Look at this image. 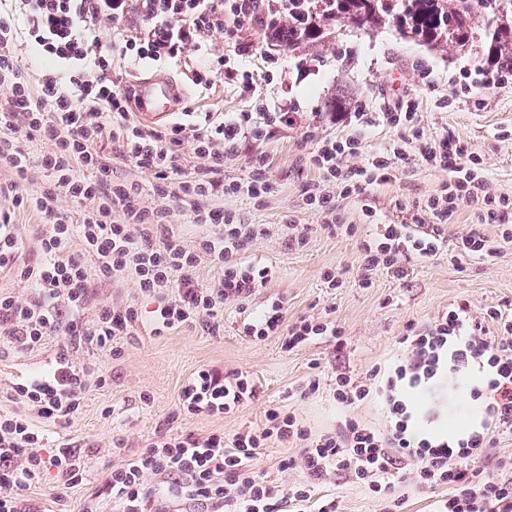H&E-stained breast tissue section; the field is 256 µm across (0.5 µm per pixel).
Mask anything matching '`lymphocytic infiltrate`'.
<instances>
[{
	"label": "lymphocytic infiltrate",
	"instance_id": "f902f5d3",
	"mask_svg": "<svg viewBox=\"0 0 512 512\" xmlns=\"http://www.w3.org/2000/svg\"><path fill=\"white\" fill-rule=\"evenodd\" d=\"M291 0H0V166L12 177L0 182V271L28 283L27 296L0 294V346L19 354L34 352L48 337L61 343L50 371L15 384L21 410L0 413V512H34L22 489L55 472L54 502L65 506L68 489L86 478L85 451L69 438L50 444L40 421L64 425L82 411L93 371L77 365L72 349L89 344L116 354L115 340L128 335L137 310L113 303L98 305L92 324L82 315L90 301L91 276L114 282L133 278L140 292L158 301L155 333L202 323L219 328L228 302H246L269 280V269L243 262L254 240L269 235L263 224L241 223L235 213L214 206L216 198L245 195L261 203L274 193L266 153L254 154L244 173L227 177L226 160L244 142L264 140L287 124V113L258 104L256 111L195 112L159 129L132 120L131 97L112 78V42L106 31H119L124 57L138 64L175 63L192 84L209 89L212 67L236 75L230 55L210 60L212 38L235 40L243 27L265 26L267 15L287 19ZM27 47L48 62L39 90H32L18 68V49ZM415 99L400 100L379 112H334L346 135L305 132L306 160L322 183L303 192V207L336 217L330 188L343 195L365 194L415 162L450 172L448 181L405 208L400 223L379 224L364 242L362 286L374 273L401 279L413 257L435 256L445 241L462 201L478 208L482 224L498 225L512 238V196L495 194L485 176L483 158L457 138L426 139ZM403 130L401 142L383 153L365 148V130L376 124ZM201 165L189 169L187 154ZM148 170L142 188L114 180L113 159ZM41 173L36 192L27 185ZM69 201L81 211L72 221L60 210ZM33 208L44 222L37 234L38 260L19 261L14 210ZM183 214L199 235L185 245L171 229ZM423 233H416V226ZM83 255L71 253L73 241ZM95 259L88 269L83 257ZM218 266L222 276L204 287L196 273L203 263ZM245 335L283 338L295 349L316 336L341 341L335 323L304 318L286 324L282 303L251 312ZM399 343L403 356L366 379L336 378L334 398L350 409L368 399L386 411L384 427L346 419L336 429L311 434L292 414L268 409L261 426H246L232 438L157 433L141 451L113 467L102 497L85 501L83 512H167L170 504L199 502L233 512H284L301 507L316 487L342 473L375 494L381 512H403L395 485L413 483L431 495L432 512H512V454L500 444L512 437V319L496 308L473 314L468 302L450 304L424 326L408 325ZM454 382L471 381L470 399L479 414L466 432L420 433L409 411L410 393L432 394L444 371ZM256 394L246 372L224 374L203 369L182 387L178 408L191 415L227 414ZM276 440L296 446L279 469L299 477L289 485L268 480L257 471L259 448Z\"/></svg>",
	"mask_w": 512,
	"mask_h": 512
}]
</instances>
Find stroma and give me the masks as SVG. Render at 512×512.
<instances>
[{
    "label": "stroma",
    "mask_w": 512,
    "mask_h": 512,
    "mask_svg": "<svg viewBox=\"0 0 512 512\" xmlns=\"http://www.w3.org/2000/svg\"><path fill=\"white\" fill-rule=\"evenodd\" d=\"M237 45L241 65L259 80L263 97L287 112L288 123L264 141L244 144L224 168L226 175H240L253 153L266 152L273 161L275 193L261 204L245 197L228 198L224 207L250 224L276 225L284 215H297L312 229L309 244L301 251L288 250L279 232L256 240L246 258L267 266L271 279L266 287L255 290L246 305L225 304L223 324L214 332L196 323L154 333L151 312L156 303L142 295L133 280L114 284L93 280L92 306L85 310L84 322H92L94 305L109 302L131 305L139 320L118 339L119 357L88 345L74 352L77 364L104 375L106 383L90 388L81 414L68 427L46 426L50 439L66 436L92 443L86 451V479L68 492L70 512H80L84 500L102 490L112 467L153 438L168 417H175L182 386L199 370L245 371L256 396L233 414L175 417V431H219L229 436L245 426H260L266 409L273 405L295 415L315 434L334 429L347 415L378 425L382 411L376 401L347 411L336 405L333 387L338 374L363 380L373 367L396 357L397 341L409 323H430L449 303L465 300L473 308L494 307L512 316V239L502 238L497 225L478 224L475 205L466 201L460 203L456 222L449 225L447 242L437 255L410 260L405 278L378 273L371 287L359 285L362 244L372 232L364 207H373L374 223H398L403 208L438 189L446 172L411 164L367 194L336 197V221L341 228L331 231L323 228L318 214L300 208L303 187L318 184L320 177L313 166L298 161L308 127L326 135L346 134L343 124L332 123L327 116L336 99H345L351 112L377 110L398 98L414 96L420 103L425 137L451 135L467 141L486 158L492 192L512 193L511 82L484 89L481 104L458 96L448 108L438 109L435 102L447 95L449 78L477 61V51L451 55L430 49L390 25L371 31L345 27L327 37L324 45L306 51L289 50L272 41L266 29L250 28L239 32ZM419 62L432 69L433 87L420 83L415 71ZM163 70L183 87L185 105L196 111L238 112L249 106L236 82L223 73H215L212 87L201 92L179 66L171 63ZM347 224L357 225L355 235L344 233ZM474 227L491 242L496 256L457 259L459 238ZM328 271L335 272L340 287H327L323 275ZM280 299L288 307V322L321 316L335 320L344 334L343 347L318 338L288 352L280 336L260 340L244 335L242 307L264 309ZM56 351L57 342L52 339L33 353H0V411L19 410L10 395L13 385L48 369ZM313 374L320 378V390L312 398H301L298 388ZM119 439L124 442L120 448L115 445ZM321 492L336 498L339 512L378 510L369 490L349 477L335 476Z\"/></svg>",
    "instance_id": "35a3bbf8"
}]
</instances>
